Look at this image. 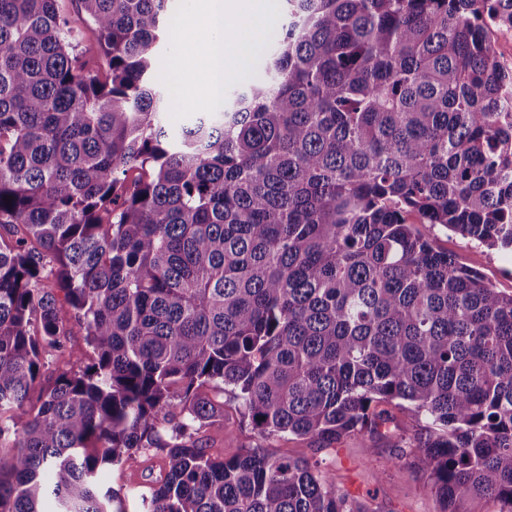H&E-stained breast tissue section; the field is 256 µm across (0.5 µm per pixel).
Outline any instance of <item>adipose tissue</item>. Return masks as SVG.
I'll list each match as a JSON object with an SVG mask.
<instances>
[{"label": "adipose tissue", "mask_w": 512, "mask_h": 512, "mask_svg": "<svg viewBox=\"0 0 512 512\" xmlns=\"http://www.w3.org/2000/svg\"><path fill=\"white\" fill-rule=\"evenodd\" d=\"M275 0H193L190 17H203L208 30L202 39L185 44L190 56L201 58L200 79L205 105L217 106L228 77L248 66L258 41V28L273 11Z\"/></svg>", "instance_id": "obj_1"}]
</instances>
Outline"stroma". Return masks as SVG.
<instances>
[{"instance_id":"35a3bbf8","label":"stroma","mask_w":512,"mask_h":512,"mask_svg":"<svg viewBox=\"0 0 512 512\" xmlns=\"http://www.w3.org/2000/svg\"><path fill=\"white\" fill-rule=\"evenodd\" d=\"M286 21L283 10H275L259 33L258 47L251 57L248 71L242 77L229 78L224 85L225 94H232L241 82L265 78L266 59ZM177 50L178 45L173 39L158 43L154 80L159 92L172 100L171 108L165 114V122L175 132L191 124L203 111L201 103L188 107L176 99L172 61ZM417 230L454 254L460 262L477 269L489 285L512 294V256L469 243L438 224H421ZM207 394L224 407L223 421L203 430L212 452L226 451L231 442L236 441L265 448L277 456L323 459L332 463L337 486L347 491L356 503L364 505L367 512H434L435 504L428 489L410 466V449L396 451L391 442L377 435L366 442L347 438L329 447L290 435L266 438L249 425L241 423L237 412L238 402L231 391L211 388ZM398 452L402 453L405 462L400 469L388 463L389 458ZM163 459V453L155 449L139 453L129 463L105 470L101 481L125 496L128 512H137L138 497L145 478L150 471L159 470Z\"/></svg>"}]
</instances>
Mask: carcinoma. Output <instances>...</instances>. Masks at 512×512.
Here are the masks:
<instances>
[{"label":"carcinoma","instance_id":"cac0c4a2","mask_svg":"<svg viewBox=\"0 0 512 512\" xmlns=\"http://www.w3.org/2000/svg\"><path fill=\"white\" fill-rule=\"evenodd\" d=\"M168 2L78 0L86 43L57 0H0V512H127L98 477L147 448L139 512H354L325 464L210 453L207 387L327 445L423 417L438 512H512V294L414 228L512 254L481 25L512 0H284L271 78L176 136ZM76 330L93 357L31 405Z\"/></svg>","mask_w":512,"mask_h":512}]
</instances>
